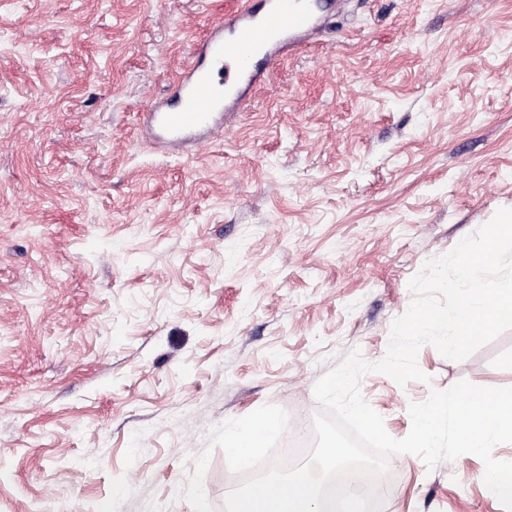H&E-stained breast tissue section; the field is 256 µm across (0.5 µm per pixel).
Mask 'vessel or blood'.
Wrapping results in <instances>:
<instances>
[{"mask_svg": "<svg viewBox=\"0 0 512 512\" xmlns=\"http://www.w3.org/2000/svg\"><path fill=\"white\" fill-rule=\"evenodd\" d=\"M325 20L320 0H238L234 15L195 45L169 103L144 112L154 144L201 147L222 133L227 112L264 81L263 63L304 48Z\"/></svg>", "mask_w": 512, "mask_h": 512, "instance_id": "b4317fda", "label": "vessel or blood"}]
</instances>
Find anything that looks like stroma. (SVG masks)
<instances>
[{
	"label": "stroma",
	"instance_id": "35a3bbf8",
	"mask_svg": "<svg viewBox=\"0 0 512 512\" xmlns=\"http://www.w3.org/2000/svg\"><path fill=\"white\" fill-rule=\"evenodd\" d=\"M323 2L166 152L140 115L230 0H0V512H224L234 424L311 425L424 263L512 208V0ZM417 363L361 384L397 439L431 391L512 387V330ZM388 469L387 512H503L477 456Z\"/></svg>",
	"mask_w": 512,
	"mask_h": 512
}]
</instances>
